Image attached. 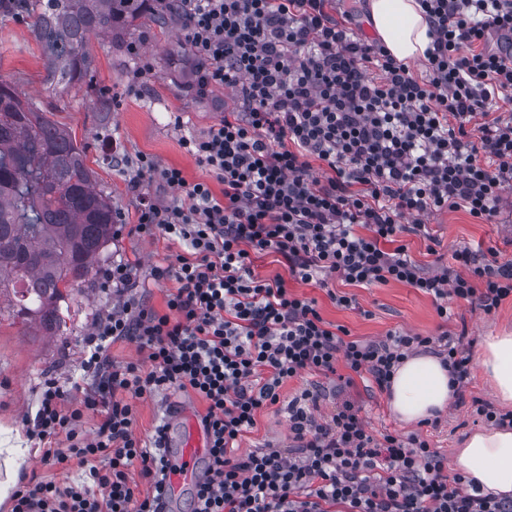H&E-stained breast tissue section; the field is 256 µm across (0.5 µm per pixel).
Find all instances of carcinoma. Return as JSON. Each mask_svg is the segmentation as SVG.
<instances>
[{
	"instance_id": "1",
	"label": "carcinoma",
	"mask_w": 512,
	"mask_h": 512,
	"mask_svg": "<svg viewBox=\"0 0 512 512\" xmlns=\"http://www.w3.org/2000/svg\"><path fill=\"white\" fill-rule=\"evenodd\" d=\"M147 2L0 0V12L26 15L46 83L64 91L90 77L89 37L123 34ZM112 224V202L96 189L85 148L1 77L0 289L11 286L17 314L57 335L60 302L94 276Z\"/></svg>"
}]
</instances>
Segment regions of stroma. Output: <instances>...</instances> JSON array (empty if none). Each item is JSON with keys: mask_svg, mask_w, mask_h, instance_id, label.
<instances>
[{"mask_svg": "<svg viewBox=\"0 0 512 512\" xmlns=\"http://www.w3.org/2000/svg\"><path fill=\"white\" fill-rule=\"evenodd\" d=\"M166 15L165 25L153 18ZM185 39L179 14L165 13L158 0H149L145 17L135 20L124 39L93 35L88 52L93 61L91 85L80 84L56 95L44 82L46 75L39 44L28 26L11 16L0 15V77L11 80L22 96L40 104L47 117L71 133L77 145L86 149V164L93 172L97 187L107 194L118 217L125 223L136 221L140 196L165 205L185 201L183 191L144 182L141 194H133L129 181L134 177L140 156L154 158L160 165L182 169L188 182L205 181L213 191L222 186L190 156L181 144L185 132L206 133L233 106L230 90L213 86L206 97L188 92L194 79L189 51L179 44ZM138 55H131L130 45ZM117 98L119 105L109 112L98 111V94ZM428 236H406L410 257L424 270H433L439 261H450L453 250L466 246L481 254L493 255L498 262L512 261V192L504 193L501 213L491 221H480L466 211L438 212L426 220ZM165 242L137 235L112 238L103 256V264L127 259L140 266L139 277L130 290L158 312L166 310V295L176 288L175 280L155 282L150 271L166 262ZM338 291L354 295L357 304L343 308L333 304L325 290L314 284L292 283L298 295L316 299L327 322L347 327L361 340H379L388 332L402 330L423 336L438 335L440 319L432 298L417 289L389 282L375 288H360L336 280ZM116 299L95 285L75 289L64 305L69 314L63 334L44 335L37 324L23 321L9 297H0V448L22 443L26 452L13 462L15 472L26 471L55 480L76 475L77 462L67 467L46 465L41 461L42 445L32 436L31 423L38 409L42 384L55 379L71 386L82 380L84 341L94 323L111 311ZM455 315L448 323L451 333H465L471 354H478L485 336L512 329V297L502 301L490 314L465 302L453 305ZM464 403H452L437 426L417 425L432 448L446 458H454L460 442L473 432L485 429L472 398L493 401L494 394L478 370H471L464 387ZM351 400L360 407L361 417L372 432H403L404 427L390 413L386 395L369 380H356L353 386L328 383L321 402L322 415H330L337 403ZM189 411L198 416L205 404L197 396L182 393L167 399H149L138 407L135 433L147 438L157 421L167 418L169 408Z\"/></svg>", "mask_w": 512, "mask_h": 512, "instance_id": "35a3bbf8", "label": "stroma"}]
</instances>
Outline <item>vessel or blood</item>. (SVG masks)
I'll return each mask as SVG.
<instances>
[{
  "label": "vessel or blood",
  "instance_id": "1",
  "mask_svg": "<svg viewBox=\"0 0 512 512\" xmlns=\"http://www.w3.org/2000/svg\"><path fill=\"white\" fill-rule=\"evenodd\" d=\"M169 459L172 469L164 500L168 510L186 495L196 492L207 465L206 437L192 418L182 419L176 438L169 443Z\"/></svg>",
  "mask_w": 512,
  "mask_h": 512
}]
</instances>
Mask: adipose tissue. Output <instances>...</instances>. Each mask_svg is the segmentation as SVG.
I'll list each match as a JSON object with an SVG mask.
<instances>
[{"label": "adipose tissue", "mask_w": 512, "mask_h": 512, "mask_svg": "<svg viewBox=\"0 0 512 512\" xmlns=\"http://www.w3.org/2000/svg\"><path fill=\"white\" fill-rule=\"evenodd\" d=\"M368 7L377 38L397 60L423 58L431 43L430 25L417 0H369ZM476 364L498 400L512 405V334L486 337ZM452 398L447 368L439 356L427 352L406 358L388 391L390 410L407 425L438 416ZM454 465L485 491L512 494V430L488 429L467 437Z\"/></svg>", "instance_id": "adipose-tissue-1"}]
</instances>
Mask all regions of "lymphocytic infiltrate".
Masks as SVG:
<instances>
[{"mask_svg":"<svg viewBox=\"0 0 512 512\" xmlns=\"http://www.w3.org/2000/svg\"><path fill=\"white\" fill-rule=\"evenodd\" d=\"M174 2L197 94L221 85L240 105L182 139L223 190L140 157L132 192L148 179L188 198L141 199L130 227L173 247L174 263L150 275L178 287L166 313L130 298L94 325L82 400L45 382L33 420L41 460L74 458L82 472L64 485L17 487L11 512H162L168 425L147 441L134 425L141 401L171 392L206 404L209 467L192 512H512L511 495L447 475L444 456L420 434L372 433L351 401L319 413L320 381L338 366L349 371L345 384L365 373L384 391L406 356L438 340L453 382L465 383L463 343L445 332L355 339L323 319L316 299L286 286L315 283L347 308L355 298L330 290L331 279L364 288L396 281L433 297L443 319L452 299L489 313L512 297L511 260L490 263L463 247L427 272L401 241L427 235L425 217L444 209L493 220L512 188V0H419L432 37L420 77L382 43L355 37L331 0ZM318 162L330 176H315ZM265 251L283 259L287 277L255 275L251 255ZM118 341L136 344L144 361L112 360ZM306 374L317 382L282 401L284 382ZM276 405L288 448L268 441L241 451L258 413ZM87 418L93 430H83ZM60 438L66 449L56 448Z\"/></svg>","mask_w":512,"mask_h":512,"instance_id":"lymphocytic-infiltrate-1","label":"lymphocytic infiltrate"}]
</instances>
